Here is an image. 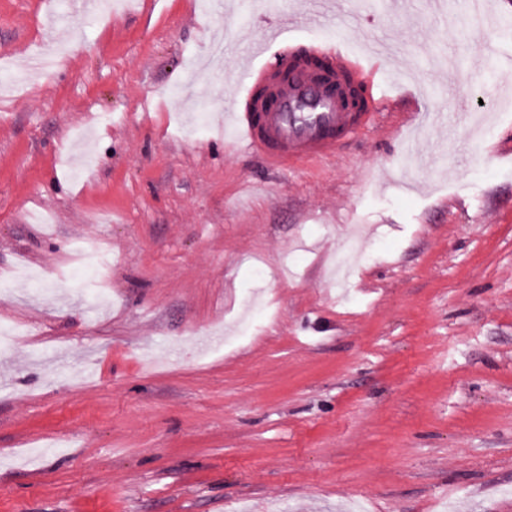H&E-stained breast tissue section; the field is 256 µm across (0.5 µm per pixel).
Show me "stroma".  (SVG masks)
I'll use <instances>...</instances> for the list:
<instances>
[{
  "label": "stroma",
  "instance_id": "35a3bbf8",
  "mask_svg": "<svg viewBox=\"0 0 512 512\" xmlns=\"http://www.w3.org/2000/svg\"><path fill=\"white\" fill-rule=\"evenodd\" d=\"M297 6L0 0V79L79 33L0 89V324L28 332L0 345V512H512V163L404 122L454 85L500 104L484 139L512 153V0L480 29L448 0H336L292 29L401 54L370 127L274 174L225 146L222 75L182 85L235 21L259 41ZM356 225L366 258L331 284ZM74 250L81 263L95 268L100 273L107 269L110 264L108 254L93 241L78 243Z\"/></svg>",
  "mask_w": 512,
  "mask_h": 512
}]
</instances>
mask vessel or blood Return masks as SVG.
I'll return each instance as SVG.
<instances>
[{
	"label": "vessel or blood",
	"instance_id": "obj_1",
	"mask_svg": "<svg viewBox=\"0 0 512 512\" xmlns=\"http://www.w3.org/2000/svg\"><path fill=\"white\" fill-rule=\"evenodd\" d=\"M266 37L281 46L289 64L272 70L259 63L239 75L225 74V91L232 101L226 120L235 143L276 170L334 158L374 117L370 105L357 112L346 108L335 85L345 80L374 89L383 55H358L341 42L314 46L312 54L328 66L327 77L321 78L300 63L302 51L292 47L286 28H272Z\"/></svg>",
	"mask_w": 512,
	"mask_h": 512
}]
</instances>
